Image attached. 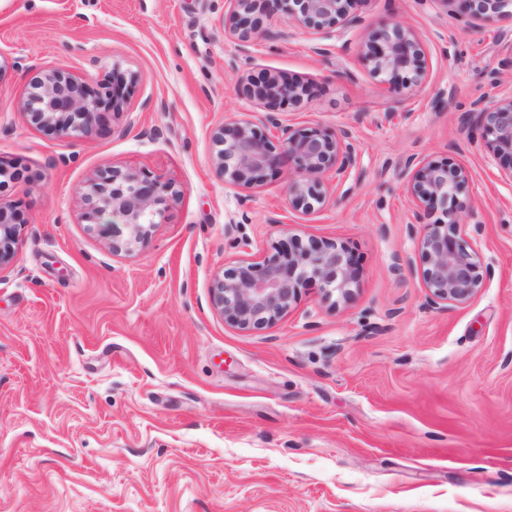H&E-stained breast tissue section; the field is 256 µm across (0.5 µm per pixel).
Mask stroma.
<instances>
[{
    "label": "stroma",
    "instance_id": "stroma-1",
    "mask_svg": "<svg viewBox=\"0 0 512 512\" xmlns=\"http://www.w3.org/2000/svg\"><path fill=\"white\" fill-rule=\"evenodd\" d=\"M457 9L357 0L326 55L273 17L288 39L254 38L240 60L224 0H0V164L16 171L0 201L23 224L0 267V512H512V185L463 119L512 91V22L471 29ZM396 23L427 63L399 95L359 54ZM51 68L97 90L121 79L122 112L80 140L32 125L23 103ZM269 74L309 88L279 107L294 127L358 140V172L306 214L287 170L239 189L213 164L215 129L266 109L237 87ZM412 155L471 174L483 286L468 303L424 304ZM114 168L180 190L129 254L83 219ZM286 238L345 244L353 300L312 281L274 327L225 323L215 278Z\"/></svg>",
    "mask_w": 512,
    "mask_h": 512
}]
</instances>
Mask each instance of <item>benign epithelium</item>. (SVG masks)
Returning <instances> with one entry per match:
<instances>
[{"label": "benign epithelium", "mask_w": 512, "mask_h": 512, "mask_svg": "<svg viewBox=\"0 0 512 512\" xmlns=\"http://www.w3.org/2000/svg\"><path fill=\"white\" fill-rule=\"evenodd\" d=\"M355 0H224V35L248 55L254 36L285 40L286 30L263 29L264 20L280 16L289 24L312 28L328 40H342L359 19L353 15ZM458 14L467 24L512 19V0H458ZM359 53L370 71L401 94L400 75L418 81L425 76L426 60L420 37L400 24L364 42ZM39 93L28 98L25 108L32 124L60 137L83 138L100 128L106 103L89 84L59 69L44 71L37 82ZM242 92L265 102L270 110L257 119L225 123L213 134L218 151L215 166L224 183L249 189L269 170L288 168V203L308 213L324 206L359 166V147L352 130L341 126L333 132L319 127L295 128L284 124L275 106L298 104L308 88L276 75L259 85L247 83ZM474 121L486 134L485 162L500 177L512 182V93L474 110ZM411 170L406 191L411 200L409 231L416 232L422 211L441 206L447 221L427 224L418 245L428 257L421 273L427 291L425 303L463 304L482 288L477 243H467L468 223L462 215L469 204L463 198L469 173L462 166L409 158ZM180 190L169 181L137 172L112 169L93 180L84 193V218L112 232V253H130L144 246L162 223L169 202ZM21 224L11 208L0 204V267L9 263L20 236ZM320 283L324 297L347 303L353 299L357 275L346 247L335 241H313L296 248L283 240L274 252L256 262H245L224 271L214 281L211 299L224 322L250 331L274 326L297 303L301 287Z\"/></svg>", "instance_id": "1"}]
</instances>
